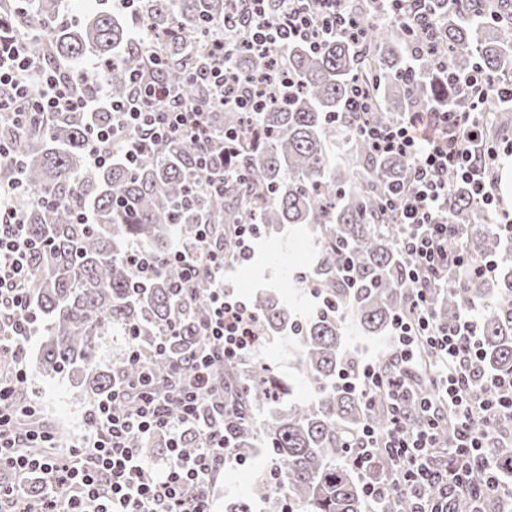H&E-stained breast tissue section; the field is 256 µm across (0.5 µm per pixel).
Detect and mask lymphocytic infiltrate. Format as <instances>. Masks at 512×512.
I'll use <instances>...</instances> for the list:
<instances>
[{"label": "lymphocytic infiltrate", "instance_id": "f902f5d3", "mask_svg": "<svg viewBox=\"0 0 512 512\" xmlns=\"http://www.w3.org/2000/svg\"><path fill=\"white\" fill-rule=\"evenodd\" d=\"M247 11L252 23L246 34H239L231 19H224L210 49L197 59L194 76L206 88L205 99L197 104L180 102L167 82L146 78L139 70L130 73L134 93L125 101H113L105 87L93 98L79 95L73 78L54 66L32 62L18 41L0 57V112L21 120L38 113L110 110L111 126L91 131L88 160L98 168L118 155L113 150L118 141L124 144L119 155L133 163L147 142L194 139L203 146L196 187L218 193L224 177L211 169L212 145L234 149L240 133L217 130L213 114L227 106L257 114L287 83L275 70L240 78L231 65L235 51L243 46L261 55H282L289 43L316 45L353 27L343 0H284L277 17L267 15L263 0H247ZM371 106L369 90L354 86L347 102L348 111L360 117L354 133L376 152L397 153L411 163L410 177L388 190L383 207L395 214L402 227V245L413 258L407 278L414 289L407 316L393 326L395 372L387 374L368 364L342 374L366 410L375 409L379 390L387 392L392 409L387 427L364 426L348 442L347 458L373 505L407 496L415 504L414 512H446L447 499L437 500L428 493L434 485L446 492L468 491L475 499L490 490L507 489L495 474L491 450L493 441L512 425V378H491V396H478L472 383L479 355L475 310L442 325L435 322L428 298L441 270L463 262L446 248L448 174L456 172L470 185L477 202L492 205L481 160L496 158L499 147L484 138L476 112H411L393 124L378 125L369 117ZM13 202L12 192L0 185V310L18 317L9 341H0V352L11 354L18 363L15 377L20 380L27 376L22 367L27 349L39 333V320L23 285L30 273L29 260L40 244L29 235ZM257 233L256 225H236L237 250L232 254L219 247L208 224L198 225L199 249L193 253L176 248L160 259L142 244L129 245L127 256L140 280H152L170 265L180 270L175 283L179 289L193 287L200 275L209 276L210 313L201 330L210 346L195 355L164 395L155 391L152 371L141 364L137 380L114 387L90 410L78 453L24 454L27 445L47 444L54 436L40 427L18 425L17 413L31 416L35 408L16 406L12 383L0 381V465L22 476H39L41 512H213L214 474L231 460L226 453L230 438L224 426V384L216 379L213 365L252 352L261 335L259 317L250 303L225 288L224 271L250 259V242ZM422 346L433 360L425 368L418 360ZM416 381L429 395L420 401L419 423L410 426L398 411L412 397ZM479 418L486 422L480 430L474 426ZM196 429L201 444L190 453L183 441ZM135 434L146 439L163 436L168 456L164 470H154L131 445ZM381 454L396 464L383 482L369 474L373 459Z\"/></svg>", "mask_w": 512, "mask_h": 512}]
</instances>
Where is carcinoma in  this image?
Listing matches in <instances>:
<instances>
[{
    "mask_svg": "<svg viewBox=\"0 0 512 512\" xmlns=\"http://www.w3.org/2000/svg\"><path fill=\"white\" fill-rule=\"evenodd\" d=\"M403 24L383 10L381 0H354L347 14L363 41L329 37L320 48L297 41L285 57L257 55L242 48L232 67L240 76L276 67L295 81L264 111L235 155L224 157V193L194 189L199 143L170 139L148 146L136 165L119 158L93 168L86 164L89 126H109L103 109L87 119L81 112L34 115L28 123L0 126V142L9 156L0 157V182L21 165L23 185L15 204L31 236L47 241L31 263L26 292L43 319L38 367L46 375H79V386L94 399L136 378L138 365L129 354L102 356L105 339L135 332L134 343L149 355L155 390L165 394L184 373L193 354L207 345L201 322L210 301V279L180 293L173 288L177 268L168 266L146 286L137 284L127 247L139 242L163 257L178 242L197 250V225L211 224L224 252L234 247L235 224H257L274 231L285 224H308L314 231L316 265L307 278L296 276L295 288H308L318 308L301 319L279 288L252 297L264 336L294 340L298 370L315 386L309 401L288 399V385L264 364L244 358L216 362L224 381V424L233 438L227 452L243 458L261 448L278 469L279 480L298 512H367L359 473L344 457L347 438L364 425L386 427L390 415L367 412L358 395L343 387L341 370L350 358L346 338L353 329L363 336H384L397 316L408 311L414 285L404 277L411 258L399 247L401 230L381 207L384 190L407 180L410 161L400 155H378L352 130L344 105L354 84L371 92V117L380 125L405 112L466 108L460 80L480 72L488 82L512 73V0H406ZM236 0H143L145 42L133 52L136 27L107 9L72 25L58 22V0H0V21L12 36L25 40L37 63L65 66L85 95L98 82L109 83L114 100L131 95L127 66L149 69L155 51L162 76L192 104L204 93L191 76L190 54L208 49L215 24ZM434 51H417L428 41ZM92 57L96 70L79 64ZM478 111L490 115L486 126L512 120L508 106L485 100ZM218 127H242L246 116L217 112ZM448 253L468 260L441 280L431 298L436 320L450 324L466 309L481 308L479 371L476 391L491 394L488 377L512 376V266L498 265L491 274L474 269L498 258L512 238L507 221L486 223L470 186L448 170ZM94 213L95 223L77 224L76 209ZM498 294L487 305L489 290ZM178 332L167 335L174 315ZM500 475L512 477V444L492 449ZM264 500L265 512H280L274 479L264 476L252 495L231 501L227 512H252V498ZM466 493L448 498V512H473Z\"/></svg>",
    "mask_w": 512,
    "mask_h": 512,
    "instance_id": "obj_1",
    "label": "carcinoma"
}]
</instances>
